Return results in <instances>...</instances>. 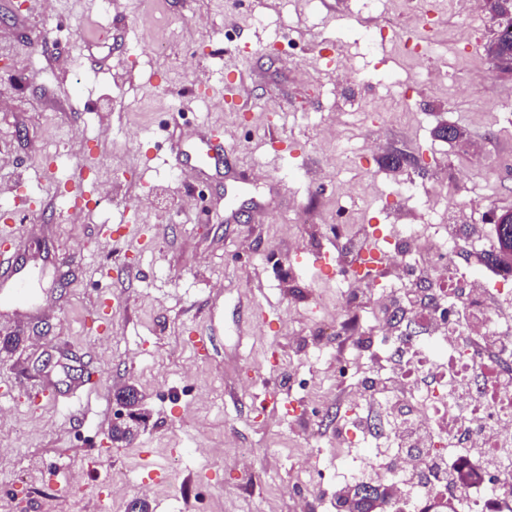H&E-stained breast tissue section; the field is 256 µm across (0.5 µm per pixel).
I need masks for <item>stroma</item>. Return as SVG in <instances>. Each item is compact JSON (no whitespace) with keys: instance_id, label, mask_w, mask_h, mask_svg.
<instances>
[{"instance_id":"35a3bbf8","label":"stroma","mask_w":512,"mask_h":512,"mask_svg":"<svg viewBox=\"0 0 512 512\" xmlns=\"http://www.w3.org/2000/svg\"><path fill=\"white\" fill-rule=\"evenodd\" d=\"M492 27L483 0H0V228L53 299L0 302V512H336L351 388L313 338L337 294L365 314L391 277L349 267L367 226L401 242L433 190L484 193L470 224L512 208ZM216 125L228 158L176 170L171 140ZM394 148L415 164L383 168ZM64 170L111 206L62 221ZM131 384L148 418L116 443Z\"/></svg>"}]
</instances>
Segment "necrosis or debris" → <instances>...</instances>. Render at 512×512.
Instances as JSON below:
<instances>
[{
    "label": "necrosis or debris",
    "instance_id": "obj_1",
    "mask_svg": "<svg viewBox=\"0 0 512 512\" xmlns=\"http://www.w3.org/2000/svg\"><path fill=\"white\" fill-rule=\"evenodd\" d=\"M481 232L478 224L464 230L448 223L425 239L418 225H404L406 242L389 262L414 266L420 287H382L380 298L397 299L398 308L365 326L342 307L333 335L316 337L321 354L335 337L354 339V353L337 362L339 376L358 377L360 359H371L374 385L357 386L339 431L350 444L359 436L380 439L361 476L398 490L387 512H512V500L499 492L503 472L475 453L487 430L512 453V409L491 396L496 379L512 378V271L451 275L461 235L484 261ZM409 315L410 332L402 328ZM467 403L481 407L480 424L465 418Z\"/></svg>",
    "mask_w": 512,
    "mask_h": 512
}]
</instances>
